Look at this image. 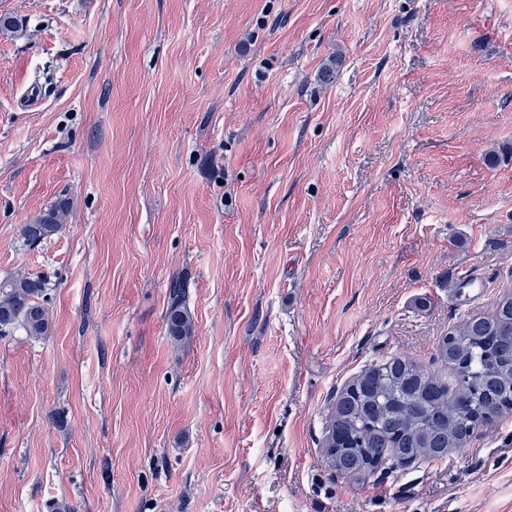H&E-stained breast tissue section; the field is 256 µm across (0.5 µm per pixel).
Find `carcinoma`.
<instances>
[{
    "mask_svg": "<svg viewBox=\"0 0 512 512\" xmlns=\"http://www.w3.org/2000/svg\"><path fill=\"white\" fill-rule=\"evenodd\" d=\"M68 209L64 202L22 228L30 245L57 234ZM45 283L26 276L0 282V331L21 327L29 336L48 332V313L39 299ZM179 280L170 283L167 330L181 345L194 334L183 306ZM438 355L452 367L449 388L417 363L393 358L355 379L358 392L337 399L328 426L329 466L357 476L384 460L402 467L408 460L435 461L462 445L481 425L512 415V295L488 313L468 316L439 342Z\"/></svg>",
    "mask_w": 512,
    "mask_h": 512,
    "instance_id": "1",
    "label": "carcinoma"
}]
</instances>
